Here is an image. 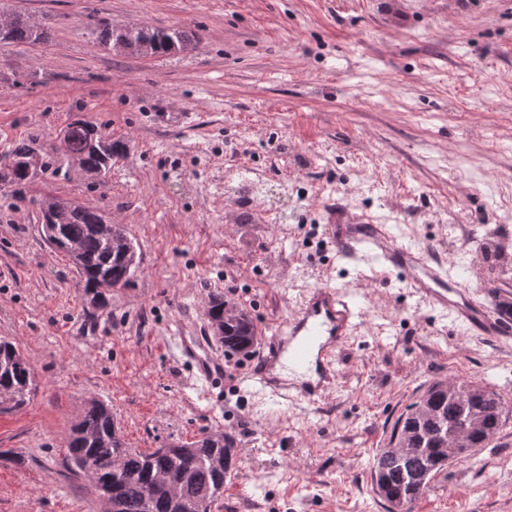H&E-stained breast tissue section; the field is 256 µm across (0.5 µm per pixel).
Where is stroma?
I'll list each match as a JSON object with an SVG mask.
<instances>
[{
    "label": "stroma",
    "mask_w": 512,
    "mask_h": 512,
    "mask_svg": "<svg viewBox=\"0 0 512 512\" xmlns=\"http://www.w3.org/2000/svg\"><path fill=\"white\" fill-rule=\"evenodd\" d=\"M1 12L46 22L49 40L0 45V156L33 135L53 145L77 120L125 152L103 184L66 167L20 194L0 186V337L37 384L0 412V450L24 458L0 463V512H102L65 459L90 397L131 448L231 436L236 468L211 512H385L373 458L451 376L502 394L505 423L410 512H512V342L461 335L382 268L337 262L322 208L391 225L475 296L512 305V0H0ZM93 14L192 41L161 57L106 49ZM48 193L120 219L136 246L137 270L100 302L41 231ZM321 285L365 311L339 391L318 410L253 399L252 355L213 336L211 297L250 312L262 337ZM185 336L229 357L230 377L199 381L179 358Z\"/></svg>",
    "instance_id": "1"
}]
</instances>
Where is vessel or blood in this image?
<instances>
[{
    "instance_id": "b4317fda",
    "label": "vessel or blood",
    "mask_w": 512,
    "mask_h": 512,
    "mask_svg": "<svg viewBox=\"0 0 512 512\" xmlns=\"http://www.w3.org/2000/svg\"><path fill=\"white\" fill-rule=\"evenodd\" d=\"M324 230L337 259L379 261L412 296L451 318L464 335L499 342L512 339V323L496 305L474 297L450 266L429 250L403 242L390 225L342 217L340 207L331 201ZM362 319V308L343 289L326 285L305 290L287 320L265 337L247 380L279 403L322 405L340 386L342 354ZM204 348L200 337L180 342L182 356L196 366L200 379L210 383L222 376L224 365L204 355Z\"/></svg>"
}]
</instances>
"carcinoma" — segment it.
<instances>
[{
    "label": "carcinoma",
    "mask_w": 512,
    "mask_h": 512,
    "mask_svg": "<svg viewBox=\"0 0 512 512\" xmlns=\"http://www.w3.org/2000/svg\"><path fill=\"white\" fill-rule=\"evenodd\" d=\"M96 42L104 48H120L131 55L164 56L183 50L190 44L188 31L180 27L152 28L135 24L124 28L112 27V22L99 19L95 23ZM49 33L44 26L29 23L27 17L14 14L10 25L0 24V44L38 45L47 42ZM94 126L75 121L67 134L55 146L57 159L73 163L87 172L106 179L112 171V158L121 155L123 145L101 136H93ZM32 153L42 154L35 139L17 144L0 158V185L22 192L30 179L17 166L8 163ZM52 221L57 225L55 247L69 253L79 248L74 265L84 288L96 290L106 281L118 286L128 282L136 265L130 263L124 248L132 241L121 224L112 225V234L100 229L102 213L80 203L45 196ZM227 302L221 296L211 298L207 316L224 317V347L233 352L247 351L256 342V328L249 312L225 311ZM34 382V372L16 346L0 339V404H9L13 411L24 406ZM504 397L475 383H462L448 391V384L435 382L420 400L415 402L394 423L389 446L376 454L372 484L389 502L409 505L429 488L433 477L448 468L445 448L472 422L478 429L467 437L466 449L482 448L505 422ZM67 465L75 473L84 474L85 465L96 467V476L88 483L100 498L116 502L119 512H188L197 503L203 512H211L212 504L224 494V480L235 468L233 441L221 430L207 433L189 445H171L141 452L129 448L116 425L111 409L90 399L71 427L67 441ZM193 459V467L185 469L184 453ZM159 474L170 476L176 487V497L157 488L148 492L149 482Z\"/></svg>",
    "instance_id": "cac0c4a2"
}]
</instances>
